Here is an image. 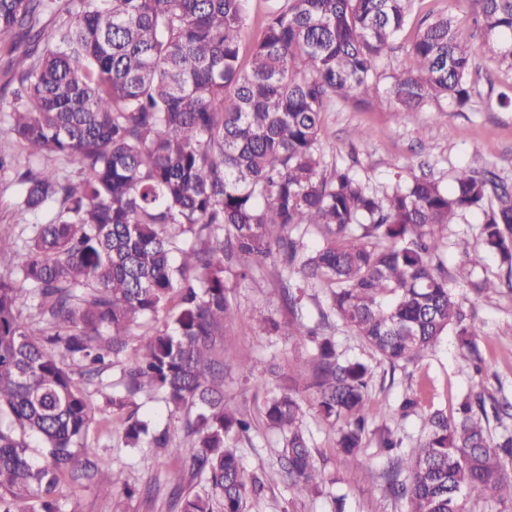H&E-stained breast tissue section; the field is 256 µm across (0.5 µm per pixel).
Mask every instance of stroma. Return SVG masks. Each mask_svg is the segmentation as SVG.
Segmentation results:
<instances>
[{
	"label": "stroma",
	"instance_id": "1",
	"mask_svg": "<svg viewBox=\"0 0 512 512\" xmlns=\"http://www.w3.org/2000/svg\"><path fill=\"white\" fill-rule=\"evenodd\" d=\"M472 13V0H414L409 21L396 40L397 51L381 62L380 87L388 86L396 70L410 65L407 51L421 19L449 14L467 29ZM477 83L481 99L462 111L444 99L410 116L385 98L369 107L337 102L323 117L327 161L352 164L356 176L376 189L397 176L424 171L448 183L461 168L490 170L512 185V108H490L484 101L489 94L512 93V72L495 60L484 58ZM356 129L363 131V139L353 138ZM480 228L475 214L455 218L448 226L444 258L449 270H456L461 260L458 244L468 241L471 251L480 255L473 281L487 278L495 283L494 289L468 293L462 303L468 322L478 334L481 371L462 362L456 338L451 334L442 337L421 360L394 369L367 350L359 336L341 323L332 322L330 332L344 355L363 360L372 373L363 466L359 469L340 459L335 448L336 434L317 414L313 394L305 388L308 375L304 362L311 354V346L302 345L290 334L298 324L318 323L319 312L326 306L323 291L308 289L300 306L292 311L282 302L281 278L275 265H268L254 282L229 278L239 315L226 332L225 346L235 358L248 363L251 374L246 378L235 371L225 375L224 403L228 408L247 412L254 420L249 437L237 444L245 474L276 467L283 440L280 433L268 430L264 424V400L267 390L293 380L304 387V427L312 452L324 478L332 482L329 493L314 496L297 492L288 480H279L251 498L250 512H332V498L336 495L344 497L345 512H406V503L372 489V476L381 475L387 466V457L378 445L381 432L388 429L395 433L407 452L417 447L425 434L422 412L439 408L454 413L460 399L477 388L488 396L512 398V269L497 255L483 251ZM258 306L281 323L283 334H266L253 320L252 311ZM122 370V364H115L103 374L101 382L88 387L95 406L88 445L95 452L100 479L121 473L137 493L130 499L106 497L93 482L66 484L61 490L65 512H179L171 496L170 481L183 468L184 453L191 448L192 439L185 430L188 414L171 413L156 393L138 394L128 413L151 419L158 429L168 430L179 451L171 454L150 446L123 447L118 440L123 416L113 413L105 403L112 384L120 381ZM408 389L418 393L422 411L403 418L396 408Z\"/></svg>",
	"mask_w": 512,
	"mask_h": 512
}]
</instances>
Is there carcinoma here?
I'll return each mask as SVG.
<instances>
[{"mask_svg":"<svg viewBox=\"0 0 512 512\" xmlns=\"http://www.w3.org/2000/svg\"><path fill=\"white\" fill-rule=\"evenodd\" d=\"M412 0H274L243 63L246 0H0L10 51L1 121L26 152L0 146V174L22 185L19 207L43 220L1 224L0 512H62L61 486L93 479L85 452L93 420L86 386L121 362L134 325L153 338L124 369L122 411L143 391L173 412L197 409L185 469L173 477L180 512H246L278 477L323 493L302 427L298 390L272 394L264 422L283 436L278 469L248 477L235 443L252 418L224 407V369L237 309L224 280L270 260L297 275L282 288L291 309L323 288L328 310L391 367L420 359L454 333L462 357L479 358L475 332L448 287L442 233L477 213L483 248L512 267V187L491 171L462 168L452 186L430 174L373 189L347 165H328L322 116L339 100L369 105L381 59L408 21ZM483 33L474 44L452 17L419 28L417 68L391 76L386 93L407 115L446 98L480 95L484 55L512 71V0H473ZM53 20L47 26V20ZM79 166L77 181L33 160ZM309 233L320 247L301 252ZM37 301L43 328L23 317ZM315 345L314 406L336 427V451L365 447L371 370L301 325ZM409 454H396L380 490L407 512H469L512 501V432L494 435L485 398L465 395L457 415L430 410ZM38 446H31V440ZM125 448H169L167 432L127 417ZM202 480L209 490L192 488Z\"/></svg>","mask_w":512,"mask_h":512,"instance_id":"cac0c4a2","label":"carcinoma"}]
</instances>
